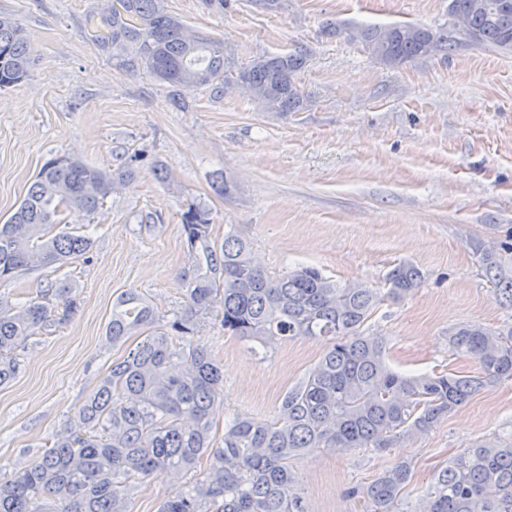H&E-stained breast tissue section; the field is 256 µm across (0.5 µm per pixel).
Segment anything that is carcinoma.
<instances>
[{"label":"carcinoma","instance_id":"carcinoma-1","mask_svg":"<svg viewBox=\"0 0 512 512\" xmlns=\"http://www.w3.org/2000/svg\"><path fill=\"white\" fill-rule=\"evenodd\" d=\"M448 15L466 38L512 49V0H448ZM342 33L388 64L448 49V36L415 24L326 30L328 36ZM112 44L170 86L194 83L220 93L240 87L266 112H299L308 103L294 81L305 55L261 58L230 78L221 44L190 34L167 12L165 0H113ZM30 52L23 28L0 16V88L26 77ZM116 184L107 171L70 157L46 162L0 224V283L22 270L61 267L87 254L93 239L68 218L96 213ZM180 221L193 274L186 311L158 332L151 330L156 314L146 299L135 292L116 298L108 339L116 344L137 331L145 336L112 363L77 422L66 424L52 447L0 476V512H129L140 479L156 472L187 476L203 460L202 476L160 512H308L293 487L296 457L311 448H396L433 430L480 390L512 379V325L466 322L448 332V350L474 358L475 375L446 369L404 374L391 367L386 338L364 325L385 299L420 286L421 272L412 264L389 271L384 293L362 283L341 286L309 267L276 277L235 232L216 244L204 205H189ZM481 259L496 297L512 307V275L492 253ZM69 289L64 280L47 284L64 303L61 317L40 300L18 309L0 298V386L20 371L16 351L36 334L56 332L75 308ZM217 303L224 333L266 351L304 336L328 341L318 363L285 393L277 419L233 417L224 423L222 447L214 443L213 424L224 367L192 345L196 312ZM411 478L410 464L402 461L349 494L364 499L367 512H399ZM419 512H512V440L483 441L449 459Z\"/></svg>","mask_w":512,"mask_h":512}]
</instances>
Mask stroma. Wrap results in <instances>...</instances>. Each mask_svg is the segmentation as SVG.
Instances as JSON below:
<instances>
[{"instance_id": "1", "label": "stroma", "mask_w": 512, "mask_h": 512, "mask_svg": "<svg viewBox=\"0 0 512 512\" xmlns=\"http://www.w3.org/2000/svg\"><path fill=\"white\" fill-rule=\"evenodd\" d=\"M165 5L190 33L222 42L225 72L307 54L296 81L308 105L263 112L238 89L219 97L205 86L160 83L91 26L112 0H0V15L14 18L32 44L27 78L0 90V222L52 158L110 172L120 158L135 159L132 177L93 219L87 257L0 284L1 294L24 302L66 277L78 303L55 333L32 337L20 373L0 387L1 470L51 445L125 353L106 335L118 295L143 294L164 321L184 311L191 270L180 215L192 202L211 208L216 242L236 228L272 273L309 266L341 285L381 288L397 264L420 268L421 286L384 301L368 321L400 372L445 365L474 374L473 359L449 353V329L512 324V308L497 301L478 255L492 250L512 274V50L457 34L448 0H281L273 11L253 0ZM402 22L447 32L452 50L388 65L325 33ZM220 173L229 194L211 186ZM196 322L194 344L224 366L219 425L237 415L277 418L285 393L326 349L323 339L301 337L262 358L225 335L219 310L198 313ZM496 437L512 438V380L385 454L310 450L292 463L294 488L309 512H360L348 488L404 460L413 479L399 508L417 512L436 469ZM189 483L163 473L145 478L131 512H158Z\"/></svg>"}]
</instances>
